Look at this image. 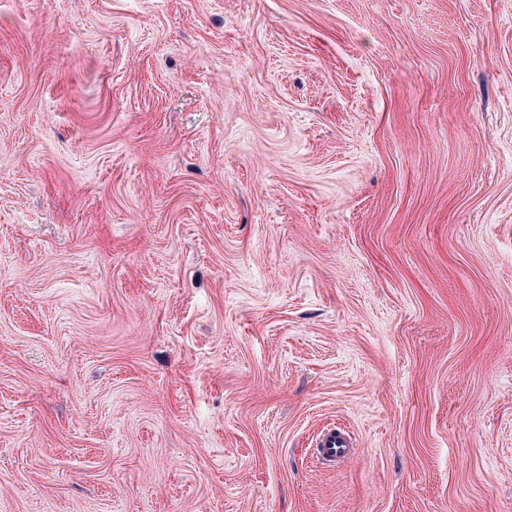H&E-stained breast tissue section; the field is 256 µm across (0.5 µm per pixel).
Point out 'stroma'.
<instances>
[{"mask_svg": "<svg viewBox=\"0 0 512 512\" xmlns=\"http://www.w3.org/2000/svg\"><path fill=\"white\" fill-rule=\"evenodd\" d=\"M0 512H512V0H0ZM353 446V439L347 431L334 428L320 437L317 451L324 460L332 462L347 456Z\"/></svg>", "mask_w": 512, "mask_h": 512, "instance_id": "35a3bbf8", "label": "stroma"}]
</instances>
